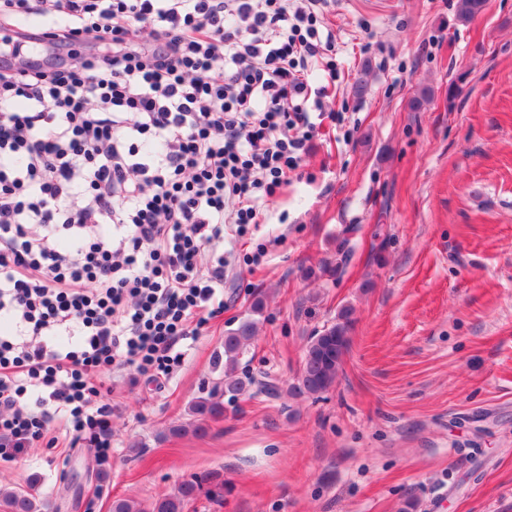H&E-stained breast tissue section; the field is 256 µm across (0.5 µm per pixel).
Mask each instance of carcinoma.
<instances>
[{
	"instance_id": "1",
	"label": "carcinoma",
	"mask_w": 512,
	"mask_h": 512,
	"mask_svg": "<svg viewBox=\"0 0 512 512\" xmlns=\"http://www.w3.org/2000/svg\"><path fill=\"white\" fill-rule=\"evenodd\" d=\"M456 6L458 17L467 20L483 11L485 0H457ZM350 314V309L342 310L336 322L310 336L297 382L291 387V391L295 394L319 399L336 386L351 343ZM255 332L256 321L246 319L224 337V389L219 395L208 394L194 405V414L197 415V420L193 424L194 433L205 434L208 420H216L224 416V402L221 401V397L226 395L233 400L245 390L247 384L257 386L260 392L279 394L278 383L267 376L260 378L251 376L245 380L237 376V369L248 353ZM201 490V482L195 479L184 481L175 495L154 502L151 505V512H184L187 503L197 499ZM5 504L10 512H38L39 510V504L24 492L6 494Z\"/></svg>"
}]
</instances>
